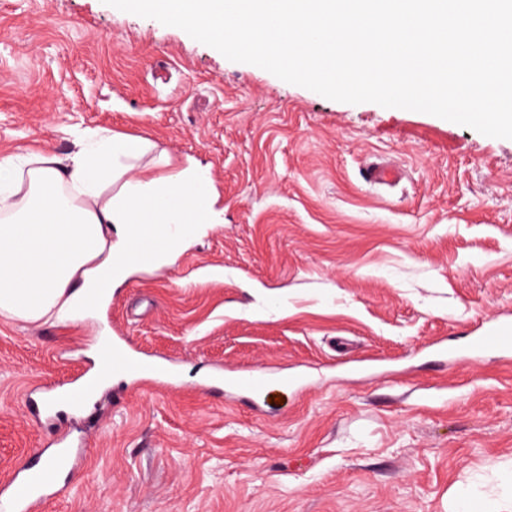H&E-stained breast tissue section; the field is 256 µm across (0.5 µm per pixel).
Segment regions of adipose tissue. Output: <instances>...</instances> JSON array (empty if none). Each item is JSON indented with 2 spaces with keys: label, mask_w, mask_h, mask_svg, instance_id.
<instances>
[{
  "label": "adipose tissue",
  "mask_w": 512,
  "mask_h": 512,
  "mask_svg": "<svg viewBox=\"0 0 512 512\" xmlns=\"http://www.w3.org/2000/svg\"><path fill=\"white\" fill-rule=\"evenodd\" d=\"M61 157L0 159V317L64 321L106 299L103 283L137 268L124 261L131 235L151 226L171 262L208 224L222 223L209 172L171 169L145 138L84 130Z\"/></svg>",
  "instance_id": "obj_1"
}]
</instances>
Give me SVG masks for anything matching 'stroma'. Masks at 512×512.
Returning <instances> with one entry per match:
<instances>
[{
  "label": "stroma",
  "mask_w": 512,
  "mask_h": 512,
  "mask_svg": "<svg viewBox=\"0 0 512 512\" xmlns=\"http://www.w3.org/2000/svg\"><path fill=\"white\" fill-rule=\"evenodd\" d=\"M86 128L197 161L224 221L99 310L0 318V473L42 463L29 405L94 345L162 369L59 412L83 465L43 512H451L475 472L512 496V359L434 353L512 314V139L326 99L104 0H0V158ZM256 370L263 392L225 390Z\"/></svg>",
  "instance_id": "obj_1"
}]
</instances>
